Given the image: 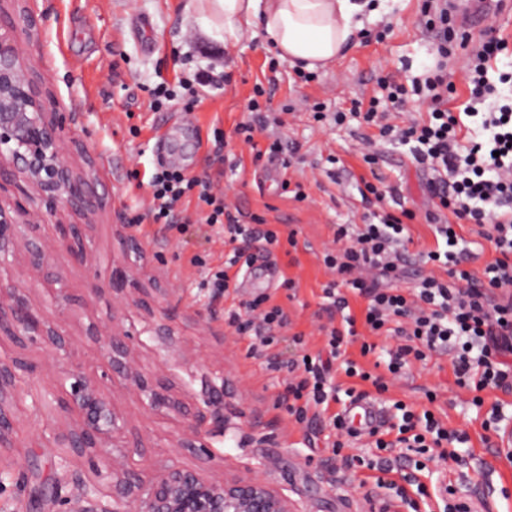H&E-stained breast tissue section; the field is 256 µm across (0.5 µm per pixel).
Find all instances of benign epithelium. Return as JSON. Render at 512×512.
Masks as SVG:
<instances>
[{"instance_id": "1", "label": "benign epithelium", "mask_w": 512, "mask_h": 512, "mask_svg": "<svg viewBox=\"0 0 512 512\" xmlns=\"http://www.w3.org/2000/svg\"><path fill=\"white\" fill-rule=\"evenodd\" d=\"M18 0H0V14L12 11L10 27L0 31V173L23 182L31 192L26 204L0 199V337L13 343L40 344L62 378L56 386L52 416L72 420V425L41 429L37 438L44 448H61L59 467L72 472L77 494L70 512H296L293 502L256 474L228 473L207 478L171 458L137 469L130 463L142 438L130 436L124 415L111 397L119 385L137 400L144 412L182 419L181 431L169 448H206L207 437L224 426L218 404L212 399L191 415L172 394L165 369L144 371L130 333L120 325L96 336V351L106 371L87 374L73 358V342L45 311L30 304L23 282L13 273L19 248L28 265L43 275L44 284L56 300H68L59 274L64 263L83 260L89 240L73 224L54 225L51 247L23 237L36 216L57 217L68 209L88 204L93 172L92 160L76 140L65 141L70 119L63 112H47L44 92L25 62L22 46L38 35L39 20ZM83 157L79 167L73 155ZM135 282L123 265L112 268L107 287L119 299L116 319L131 300L127 286ZM146 331L170 342L176 341L173 326L156 320L149 312ZM36 366L19 356L0 358V453L17 447V437L27 411L37 412L45 401L31 399L24 407L20 385L32 380ZM105 459L107 472L92 467L89 472L71 470L74 460Z\"/></svg>"}]
</instances>
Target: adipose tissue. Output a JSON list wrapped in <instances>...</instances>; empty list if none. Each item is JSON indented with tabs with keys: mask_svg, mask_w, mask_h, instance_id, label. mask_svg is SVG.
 I'll list each match as a JSON object with an SVG mask.
<instances>
[{
	"mask_svg": "<svg viewBox=\"0 0 512 512\" xmlns=\"http://www.w3.org/2000/svg\"><path fill=\"white\" fill-rule=\"evenodd\" d=\"M203 31L234 44L261 28L276 55L308 72L326 70L370 11L368 0H188Z\"/></svg>",
	"mask_w": 512,
	"mask_h": 512,
	"instance_id": "adipose-tissue-1",
	"label": "adipose tissue"
}]
</instances>
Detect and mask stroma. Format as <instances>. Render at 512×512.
I'll use <instances>...</instances> for the list:
<instances>
[{
    "label": "stroma",
    "mask_w": 512,
    "mask_h": 512,
    "mask_svg": "<svg viewBox=\"0 0 512 512\" xmlns=\"http://www.w3.org/2000/svg\"><path fill=\"white\" fill-rule=\"evenodd\" d=\"M185 4L27 0L42 24L26 54L48 92L45 109L70 115L71 131L87 145L96 178L92 212L63 216L92 239L85 261L61 268L69 296L64 327L76 341V360L97 370L95 345L86 331L94 324H111L114 297L107 289L91 291V282L108 280L117 261L141 271L140 290L123 317L125 328L137 334L141 359L149 366L163 361L172 368L174 392L190 412L202 400V378L217 377L214 398L227 428L225 434L209 438L208 453L172 448L169 456L207 476L225 469L243 474L258 467L298 512H364L366 489L361 482L371 472L344 462L345 457L364 455V448H344L343 459H332L322 445L324 421L299 425L284 407L276 406L284 390L283 373L268 370L263 359L250 354L248 338L225 324V310L249 299L251 290L241 286L225 299L210 298L206 272L223 264L231 244L204 224L166 232L145 220L144 184L158 161V135L173 117L169 110H150V91L161 82L175 86L192 79L201 69L215 77L216 87L205 89L202 103L188 113L193 137L175 136L174 146L189 174L223 170L222 186L240 209L242 222L257 214L281 231L296 229L295 250L276 253L277 272L297 281V297L289 308L298 330L312 333L322 286L329 279L320 257L337 225L356 228L405 208L414 214L409 230L415 242L433 245L426 219L434 201L429 171L414 160L412 144L379 139L377 127L365 122L362 107L381 98V81L407 83L438 64L456 96L465 97L460 70L464 52L452 33L451 54L440 59L429 27L438 16V0H386L380 16L366 25L354 45L308 82L276 57L263 33L233 45L223 43L203 34ZM483 27L509 41L489 72V98H512V19L490 17ZM253 97L275 112L292 107L274 133L284 144L299 146L302 164L286 169L265 160L253 162L248 145L233 133L247 119L246 104ZM357 101L362 104L358 110L353 107ZM338 112L345 115L339 123L333 120ZM218 130L225 140L219 162L213 154ZM365 136L373 138V151L384 156L373 167L361 155ZM373 171L390 193L381 203L360 195L362 178ZM286 179L303 183L306 201H295L283 189ZM137 214L142 223H132ZM195 256L201 265H191ZM157 306L164 307L179 334L174 344L141 332L147 308ZM429 391L436 393V406L447 414L449 427L471 435L462 449L470 457L469 468L447 474L458 497H481L490 512H512V464L498 460L493 469H485L482 461L489 450L480 440L481 423L494 402H501L503 414L512 416V394L486 391L482 406H473L472 391L455 385L448 359L440 355L412 366L389 394L421 404ZM114 399L145 445L165 444L180 428L178 420L144 413L122 388H115ZM41 423V418H32L22 430L27 442L12 452L22 469L0 478V512H67L74 488L63 477L55 449L33 441Z\"/></svg>",
    "instance_id": "obj_1"
}]
</instances>
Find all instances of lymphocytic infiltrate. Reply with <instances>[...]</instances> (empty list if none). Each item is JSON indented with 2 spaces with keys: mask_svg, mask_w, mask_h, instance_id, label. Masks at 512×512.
Masks as SVG:
<instances>
[{
  "mask_svg": "<svg viewBox=\"0 0 512 512\" xmlns=\"http://www.w3.org/2000/svg\"><path fill=\"white\" fill-rule=\"evenodd\" d=\"M503 44L502 37L491 36L465 57L462 71L470 97L462 115L453 112L448 84L441 75L426 77L409 88L389 84L383 107L369 108L364 114L366 123L378 126L380 136L419 145L416 159L432 173L431 186L438 200L430 220L436 237L446 245L445 250H430L426 256L442 262L444 276L430 273L413 287H400L412 238L400 218L388 215L355 234L347 225H338L334 248L323 254L324 265L334 275L323 289L326 301L318 312L324 320L319 327L326 337L323 349H306L304 335L295 331L287 308L273 302L270 293L240 302L225 316L236 335L249 338L252 353L264 358L267 369L285 372V389L277 405L299 424L313 417L327 418L333 455H340L356 439L338 406L344 399L358 397V384L387 392L390 380L401 378L413 363L429 355L448 356L456 385L473 391V405H481L483 390L512 392V103L501 105L485 96L490 63ZM422 91L429 98L424 121L406 110L410 93ZM249 108L253 116L236 126V135L249 146L254 160L279 157L281 142L272 137L261 141L257 135L269 125H281V118L260 113L254 100ZM468 117L480 118L482 128L490 133L487 142L463 145ZM147 187V214L134 216V223L147 217L164 230L180 228L185 222L182 201L193 196L204 223L220 226L234 243L232 257L210 277L212 300L228 296L240 272L248 271L258 259L270 258L281 244H297L294 235L283 238L266 227L262 217L239 223L219 177L192 176L160 162ZM465 217L494 245L495 257L479 277L460 267L458 246L463 237L453 221ZM354 296L366 302L359 317L350 310ZM362 327L372 335L398 340L388 349L382 370L366 369L346 356ZM287 332L301 352L284 362L270 349ZM436 399V394H428L429 406L422 410L394 401L385 424L370 433L374 453L363 465L377 471L375 485L386 491L378 499L383 512L403 506L414 510L419 499L428 498L427 487L418 478L428 463L451 461L459 467L465 463L456 448L468 443L470 436L436 417L430 408Z\"/></svg>",
  "mask_w": 512,
  "mask_h": 512,
  "instance_id": "lymphocytic-infiltrate-1",
  "label": "lymphocytic infiltrate"
}]
</instances>
